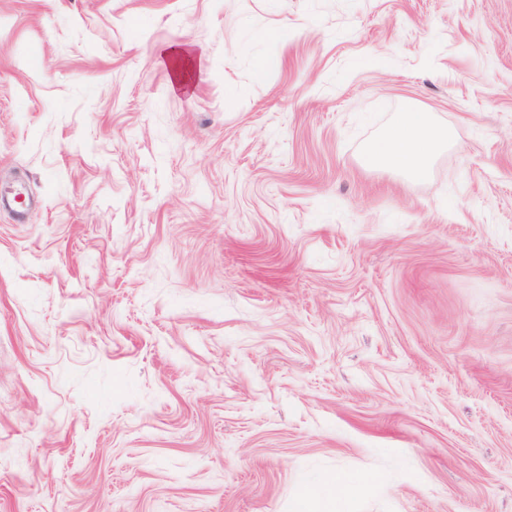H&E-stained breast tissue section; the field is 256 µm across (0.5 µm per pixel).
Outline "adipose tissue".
Segmentation results:
<instances>
[{
	"instance_id": "adipose-tissue-1",
	"label": "adipose tissue",
	"mask_w": 512,
	"mask_h": 512,
	"mask_svg": "<svg viewBox=\"0 0 512 512\" xmlns=\"http://www.w3.org/2000/svg\"><path fill=\"white\" fill-rule=\"evenodd\" d=\"M453 141L451 129L434 126L424 113L405 111L394 130L367 150L363 162L371 168L399 170L418 180L426 176L434 154Z\"/></svg>"
}]
</instances>
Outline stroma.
Listing matches in <instances>:
<instances>
[{
  "label": "stroma",
  "mask_w": 512,
  "mask_h": 512,
  "mask_svg": "<svg viewBox=\"0 0 512 512\" xmlns=\"http://www.w3.org/2000/svg\"><path fill=\"white\" fill-rule=\"evenodd\" d=\"M18 180L0 512H512V0H0ZM453 142L451 129L434 126L422 112L405 111L394 130L374 143L362 159L368 167L403 171L418 180L426 176L434 154ZM340 482L341 478L333 474L303 490L295 500L293 512H339V501L334 490Z\"/></svg>",
  "instance_id": "1"
}]
</instances>
